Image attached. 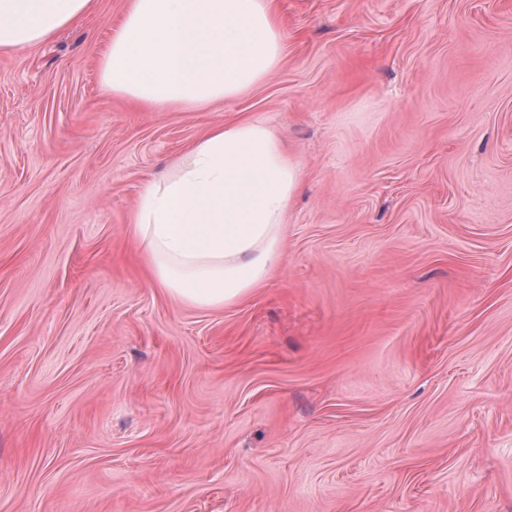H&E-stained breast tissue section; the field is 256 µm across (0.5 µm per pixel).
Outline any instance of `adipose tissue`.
I'll return each instance as SVG.
<instances>
[{
  "label": "adipose tissue",
  "mask_w": 512,
  "mask_h": 512,
  "mask_svg": "<svg viewBox=\"0 0 512 512\" xmlns=\"http://www.w3.org/2000/svg\"><path fill=\"white\" fill-rule=\"evenodd\" d=\"M94 0H0V49L37 45L79 24ZM274 0H131L101 59L103 85L150 108L238 96L282 60ZM301 163L263 123L216 125L150 181L133 229L155 282L200 308L263 287L282 257Z\"/></svg>",
  "instance_id": "ef3b65f1"
}]
</instances>
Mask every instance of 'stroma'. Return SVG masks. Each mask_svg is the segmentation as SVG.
Returning <instances> with one entry per match:
<instances>
[{"label": "stroma", "instance_id": "35a3bbf8", "mask_svg": "<svg viewBox=\"0 0 512 512\" xmlns=\"http://www.w3.org/2000/svg\"><path fill=\"white\" fill-rule=\"evenodd\" d=\"M128 7L0 50V512H512V0H277L269 77L161 111L101 83ZM243 117L282 258L190 306L132 216Z\"/></svg>", "mask_w": 512, "mask_h": 512}]
</instances>
